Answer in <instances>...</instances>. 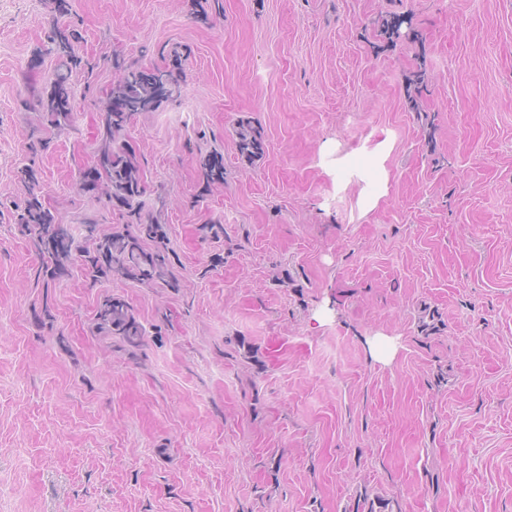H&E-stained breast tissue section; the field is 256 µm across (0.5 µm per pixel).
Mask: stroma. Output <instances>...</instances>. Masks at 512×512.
<instances>
[{
	"instance_id": "35a3bbf8",
	"label": "stroma",
	"mask_w": 512,
	"mask_h": 512,
	"mask_svg": "<svg viewBox=\"0 0 512 512\" xmlns=\"http://www.w3.org/2000/svg\"><path fill=\"white\" fill-rule=\"evenodd\" d=\"M223 5L0 0V512H512V0ZM72 26L98 68L57 129L31 99ZM163 48L182 95L126 138L177 287L37 283L24 168L75 234L122 226L80 173L113 51ZM95 329L102 336H116L129 349L143 344L144 329L131 312L127 303L118 297L108 296L97 306Z\"/></svg>"
}]
</instances>
